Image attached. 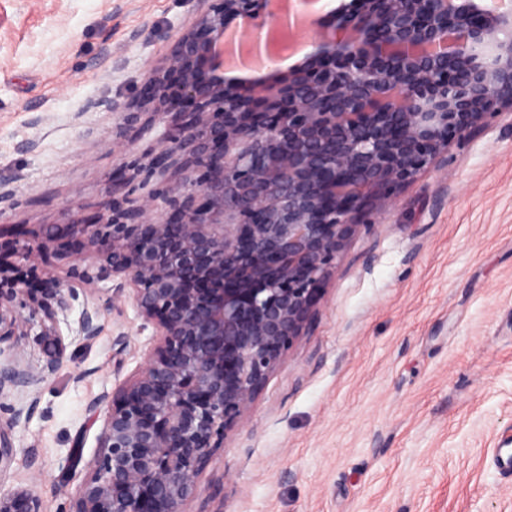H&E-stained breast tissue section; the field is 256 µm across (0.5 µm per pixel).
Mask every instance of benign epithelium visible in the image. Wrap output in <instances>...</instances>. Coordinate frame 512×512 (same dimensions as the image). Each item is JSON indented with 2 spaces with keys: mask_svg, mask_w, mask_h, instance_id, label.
Returning a JSON list of instances; mask_svg holds the SVG:
<instances>
[{
  "mask_svg": "<svg viewBox=\"0 0 512 512\" xmlns=\"http://www.w3.org/2000/svg\"><path fill=\"white\" fill-rule=\"evenodd\" d=\"M271 0H210L180 32L143 92L114 112L113 145L142 113L174 116L142 171L175 179L149 198L114 197L70 230L98 260L30 287L0 268V398L30 391L90 348L103 307L95 281L119 279L110 302L130 301L154 329L144 364L88 410H105L98 456L68 512H185L216 449L310 329L314 295L365 218L435 168L453 142L512 112V0H349L313 21L309 57L286 72L274 47L283 27ZM241 22L246 46L266 38L267 76L224 75V36ZM22 175H0V221L18 204ZM56 226L19 245L34 262ZM78 328L63 333L77 290ZM41 348L26 360L27 337ZM33 397L0 421V473L16 462L12 432ZM0 512H45L28 487L0 491Z\"/></svg>",
  "mask_w": 512,
  "mask_h": 512,
  "instance_id": "benign-epithelium-1",
  "label": "benign epithelium"
}]
</instances>
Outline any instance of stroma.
I'll use <instances>...</instances> for the list:
<instances>
[{"mask_svg": "<svg viewBox=\"0 0 512 512\" xmlns=\"http://www.w3.org/2000/svg\"><path fill=\"white\" fill-rule=\"evenodd\" d=\"M199 0H0V173L20 172L0 224V265L17 241L96 215L113 176L144 162L165 123L130 126L112 149L115 115L87 109L143 87ZM44 118L28 126L30 106ZM37 135L38 148L15 145ZM80 358L37 392L16 428L37 448L0 487L32 488L68 512L98 455L102 416L88 403L131 375L154 347L131 302L104 310ZM123 345H116V337ZM512 115L452 144L387 213L351 240L240 428L200 477L189 512H512Z\"/></svg>", "mask_w": 512, "mask_h": 512, "instance_id": "1", "label": "stroma"}]
</instances>
